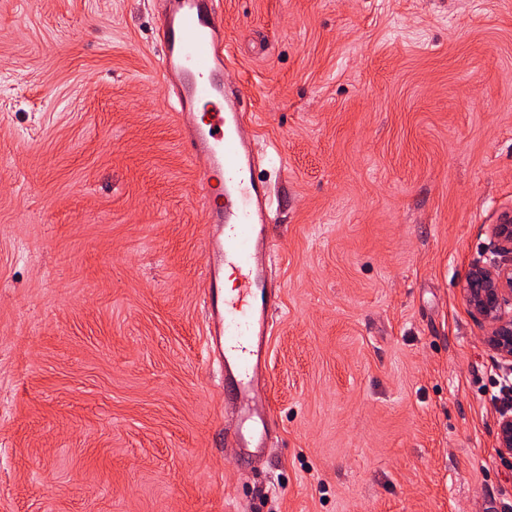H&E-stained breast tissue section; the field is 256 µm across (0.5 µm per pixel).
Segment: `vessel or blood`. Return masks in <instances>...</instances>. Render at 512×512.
Instances as JSON below:
<instances>
[{"label":"vessel or blood","instance_id":"obj_1","mask_svg":"<svg viewBox=\"0 0 512 512\" xmlns=\"http://www.w3.org/2000/svg\"><path fill=\"white\" fill-rule=\"evenodd\" d=\"M162 15L161 74L170 86L188 158H202L207 336L224 370L235 407L236 457L250 460L270 451L268 409L261 396L272 332L271 306L277 299L266 258L271 188L255 177V134L248 124L242 92L228 88L224 72L230 55L218 0H170ZM237 286L224 290V274Z\"/></svg>","mask_w":512,"mask_h":512}]
</instances>
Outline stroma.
<instances>
[{"label":"stroma","mask_w":512,"mask_h":512,"mask_svg":"<svg viewBox=\"0 0 512 512\" xmlns=\"http://www.w3.org/2000/svg\"><path fill=\"white\" fill-rule=\"evenodd\" d=\"M280 288L231 461L163 0H0V512H512L462 292L512 210V0H222Z\"/></svg>","instance_id":"35a3bbf8"}]
</instances>
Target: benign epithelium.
Returning a JSON list of instances; mask_svg holds the SVG:
<instances>
[{
    "label": "benign epithelium",
    "instance_id": "1",
    "mask_svg": "<svg viewBox=\"0 0 512 512\" xmlns=\"http://www.w3.org/2000/svg\"><path fill=\"white\" fill-rule=\"evenodd\" d=\"M485 259L473 263L464 279L463 293L485 330V341L512 371V213L502 214L488 227ZM499 454L512 459V404L500 411L496 423Z\"/></svg>",
    "mask_w": 512,
    "mask_h": 512
}]
</instances>
